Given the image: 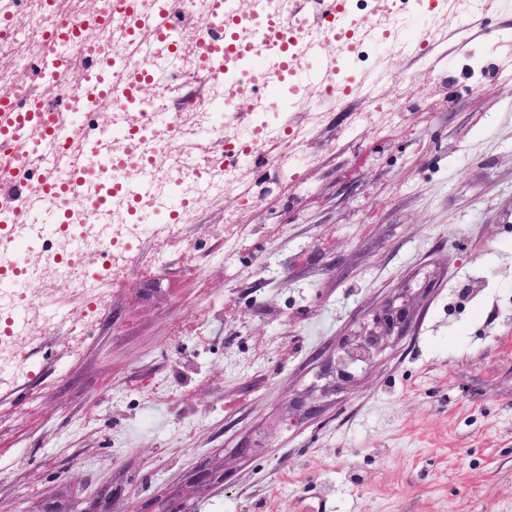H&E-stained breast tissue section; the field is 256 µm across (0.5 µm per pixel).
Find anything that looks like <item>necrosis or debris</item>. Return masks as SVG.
Here are the masks:
<instances>
[{
  "instance_id": "4bbe7bcc",
  "label": "necrosis or debris",
  "mask_w": 512,
  "mask_h": 512,
  "mask_svg": "<svg viewBox=\"0 0 512 512\" xmlns=\"http://www.w3.org/2000/svg\"><path fill=\"white\" fill-rule=\"evenodd\" d=\"M112 2L101 0L91 12L86 0H0V77L10 83V99L70 118L52 143L34 132L24 140L0 138V161L14 162L8 175L25 180L30 205L42 198L44 178L66 172L71 157L87 168L57 203L73 220L69 232L47 238L39 250L15 251L27 281L48 278L69 289L78 310L70 324L75 347L81 321L107 306L108 287L123 283L129 263L152 268L182 224L237 187L241 165L228 154L241 158L262 148L278 165L293 163L305 139L297 117L319 124L322 105L335 103L339 89L344 100H364L356 124L394 120L389 103L359 96L352 78L377 65L385 48L423 55L442 15L438 0H345L341 35L308 22L293 47L292 73L245 64L228 81L204 71V43L224 42L214 0H138L132 25L113 15ZM238 13V38H253L267 19L295 20L296 0H267L262 13L242 0ZM416 17L427 24L406 41ZM64 24L77 29V39L58 37ZM329 58L336 61L331 84L299 79ZM243 100L250 103L244 123ZM131 181L146 187L134 202L122 194Z\"/></svg>"
}]
</instances>
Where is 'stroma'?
Wrapping results in <instances>:
<instances>
[{
	"label": "stroma",
	"instance_id": "1",
	"mask_svg": "<svg viewBox=\"0 0 512 512\" xmlns=\"http://www.w3.org/2000/svg\"><path fill=\"white\" fill-rule=\"evenodd\" d=\"M477 19L394 59L397 127H355L356 100L295 165H243L252 202L129 266L79 351L31 323L29 374L0 368V512L107 491L134 512L201 466L224 482L195 512H512V4ZM398 297L406 335L331 388L337 345Z\"/></svg>",
	"mask_w": 512,
	"mask_h": 512
}]
</instances>
